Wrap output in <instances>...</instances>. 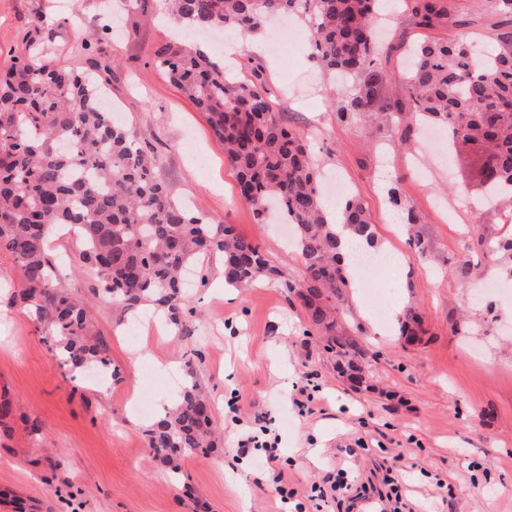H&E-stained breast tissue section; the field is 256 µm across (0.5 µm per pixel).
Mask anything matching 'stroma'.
<instances>
[{"instance_id": "35a3bbf8", "label": "stroma", "mask_w": 512, "mask_h": 512, "mask_svg": "<svg viewBox=\"0 0 512 512\" xmlns=\"http://www.w3.org/2000/svg\"><path fill=\"white\" fill-rule=\"evenodd\" d=\"M441 4L448 22L420 27L405 0H388L380 41L461 38L481 50L512 40V24H494L482 0ZM161 5L141 0L133 13L119 0H0V69L47 30L52 58L86 69L69 44L119 10L117 33L105 38L115 61L112 101L122 122L158 147L157 177L194 213L234 224L285 278L299 280L297 251L274 225L255 223L204 114L154 64L156 46L181 40L160 20ZM462 17L469 26L456 27ZM296 26L303 37L284 54L261 58L241 48L237 75L251 78L261 65L276 109L304 135L317 169L339 176L364 203L372 253L391 262L381 275L361 267L341 313L364 350L373 389L338 376L279 282L227 287L216 256L206 287L186 290L189 335L176 336L152 312L132 321L96 302L90 314L116 374L99 384L72 377L33 313L13 301L14 264L2 254L0 395L13 409L0 427V512H282L271 475L237 454L241 432L259 420L278 434L298 494L341 464L357 487L390 475L414 512H512V293L500 289L497 257L477 244L512 234V196L482 204L476 156L434 154L422 136L401 142L393 122L368 129L357 114L341 113L342 99L330 95L333 77L310 52L306 21ZM395 181L430 245L426 253L411 248L402 214L387 203L385 188ZM408 306L426 331L411 346L394 331ZM132 322L138 333L125 337ZM193 382L208 392L222 439L209 456H184L175 474L149 449L150 420L135 407L167 408ZM305 385L315 393L302 412L296 401Z\"/></svg>"}]
</instances>
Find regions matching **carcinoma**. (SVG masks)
I'll return each instance as SVG.
<instances>
[{"instance_id": "1", "label": "carcinoma", "mask_w": 512, "mask_h": 512, "mask_svg": "<svg viewBox=\"0 0 512 512\" xmlns=\"http://www.w3.org/2000/svg\"><path fill=\"white\" fill-rule=\"evenodd\" d=\"M168 15L189 30L234 29L250 34L282 12L307 19L316 58L347 78H362L343 92L342 113L367 121L395 117L400 138H409L406 112L450 131L451 146L485 148L479 177L486 189L512 192V45L479 54L463 39L413 46L407 103L377 98L386 65L373 27L384 0H165ZM416 24L432 27L443 16L436 0H414ZM72 52L86 57L90 72L54 63L40 45L0 73V252L18 275L17 298L35 308L42 332L52 338L62 367L83 376L112 374L105 342L88 311L106 298L126 314L145 306L164 312L178 335L186 333L183 270L203 256H219L224 283L246 288L278 274L264 252L226 221L194 215L155 175L157 151L135 130L103 111L112 56L83 37ZM155 62L203 112L236 173L238 197L258 224L269 206L293 226L302 261L301 278L282 286L298 300L309 325L326 340L338 367L366 380L363 349L339 322L348 266L341 237L372 241L364 205L349 198L341 223L329 220L312 156L302 136L276 111L268 90L229 78L224 63L199 49L165 45ZM78 229L74 277H90L86 299L55 283L50 233ZM479 244L502 257L512 283V235ZM398 335L423 333L412 307L397 319ZM153 455L178 473L188 453L217 447L208 399L193 384L165 416L145 430Z\"/></svg>"}]
</instances>
